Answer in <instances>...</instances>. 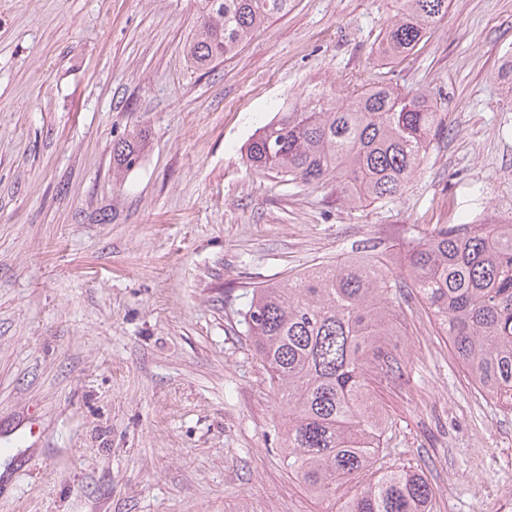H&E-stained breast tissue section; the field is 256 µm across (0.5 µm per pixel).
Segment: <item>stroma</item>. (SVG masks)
<instances>
[{"label": "stroma", "instance_id": "1", "mask_svg": "<svg viewBox=\"0 0 512 512\" xmlns=\"http://www.w3.org/2000/svg\"><path fill=\"white\" fill-rule=\"evenodd\" d=\"M396 0H295L210 69L197 0H0V512H327L288 470L240 295L323 261L411 249L457 214L512 218V0H450L381 64ZM380 77L445 121L400 199L257 178L242 145L312 87ZM143 135L112 175V142ZM370 376L375 468L433 512H502L512 412L405 297Z\"/></svg>", "mask_w": 512, "mask_h": 512}]
</instances>
